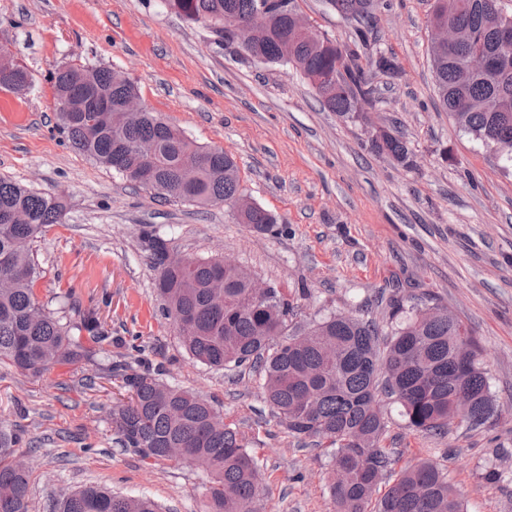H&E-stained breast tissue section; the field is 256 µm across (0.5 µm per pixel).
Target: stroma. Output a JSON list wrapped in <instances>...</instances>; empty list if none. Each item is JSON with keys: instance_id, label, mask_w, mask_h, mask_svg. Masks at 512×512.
Instances as JSON below:
<instances>
[{"instance_id": "35a3bbf8", "label": "stroma", "mask_w": 512, "mask_h": 512, "mask_svg": "<svg viewBox=\"0 0 512 512\" xmlns=\"http://www.w3.org/2000/svg\"><path fill=\"white\" fill-rule=\"evenodd\" d=\"M434 3L389 0L377 12L371 49L393 56L400 72L368 70L374 107L342 119L320 106L293 66L253 62L164 0H0V44L9 43L32 75L24 92L0 90V177L67 203L64 223L47 227L37 243V297L53 311L96 310L113 338L97 361L40 378L0 365V421L20 423L34 442L29 512H55L63 492L89 486L150 497L161 512H204L206 472L115 442L110 410L119 389L107 365L138 360L210 398L245 434L265 476L263 512H334L327 451L302 446L278 424L255 373L201 364L161 315L140 238L146 224L178 253L233 261L281 288L302 321L362 308L387 320L383 293H427L448 307L481 342L499 414L429 436L387 400L383 444L395 469L420 459L442 468L467 512H512V163L439 105ZM297 4L314 31L351 44V25L328 0ZM65 63L105 66L136 81L147 110L194 143L232 155L244 195L287 232H253L227 204L155 201L74 150L58 128L50 80ZM377 126L404 136L412 167L370 150ZM133 343L141 354H131Z\"/></svg>"}]
</instances>
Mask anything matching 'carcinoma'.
<instances>
[{"instance_id": "obj_1", "label": "carcinoma", "mask_w": 512, "mask_h": 512, "mask_svg": "<svg viewBox=\"0 0 512 512\" xmlns=\"http://www.w3.org/2000/svg\"><path fill=\"white\" fill-rule=\"evenodd\" d=\"M179 15L206 28L215 16L224 28L213 33L228 43L229 26L250 17L260 0H165ZM288 12L275 11L270 29L251 42L258 63H289L309 80L336 72L340 80L316 90L324 109L342 118H359L373 106V88L360 56L328 37L307 43L294 32L291 13L296 0H286ZM354 29V41L368 40L376 10L360 12L355 0H329ZM499 0H436L431 20H446L491 43L489 14ZM503 64L466 85L456 80L462 49L431 56L439 105L465 132L483 144L512 146V46L501 50ZM369 67L398 73L391 56L377 53ZM59 127L72 146L96 163L120 174L130 185L145 188L142 161L134 153L141 140L155 142L150 163L153 196L206 208L242 194L235 160L219 148L194 144L184 132L147 111L136 122L122 116L125 98L138 93L136 82H112L111 69L64 64L52 76ZM31 76L15 58L0 61V89L23 92ZM370 148L398 163L413 165L411 151L400 135L385 130ZM63 197L0 178V274L10 286L0 288V364L37 377L57 364L91 361L96 351L81 342L82 333L99 346L112 334L96 313L72 320L40 303L34 293L38 264L34 245L45 228L63 223ZM238 222L252 231H271L278 220L256 206ZM141 240L157 272L162 312L172 324L189 317L194 335L183 342L202 364L214 369L248 366L262 379V399L292 436L332 449L329 493L336 512H466L448 475L434 463L421 461L396 476L382 496L380 479L392 469L391 452L381 445L387 423L380 396L395 399L415 430L448 433L449 394L463 383L475 398L466 422L485 424L496 412L489 392L482 347L472 330L439 306L405 308L396 295L386 300L391 323L382 328L372 318L334 313L290 325L295 304L278 288L267 298L245 304L247 284L239 271L217 259L196 258L185 268L166 264L169 242L145 225ZM294 330H289V327ZM310 338L295 342L303 332ZM128 394L112 408V431L124 448L145 458L171 459L169 450L188 452L190 464L208 472V512H250L262 488L263 473L237 428H213L209 418L219 413L206 398L163 381L164 371L110 368ZM24 430L19 424L0 425V512H28L27 453L18 451ZM57 512H160L147 496L119 495L90 486L61 495Z\"/></svg>"}]
</instances>
